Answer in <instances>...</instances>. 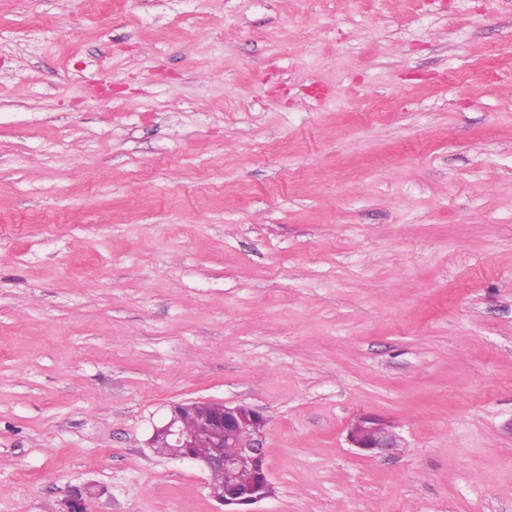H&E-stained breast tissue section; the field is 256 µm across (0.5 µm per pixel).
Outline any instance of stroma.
Instances as JSON below:
<instances>
[{
    "label": "stroma",
    "mask_w": 512,
    "mask_h": 512,
    "mask_svg": "<svg viewBox=\"0 0 512 512\" xmlns=\"http://www.w3.org/2000/svg\"><path fill=\"white\" fill-rule=\"evenodd\" d=\"M196 400L257 512H512V0H0V512H224ZM193 411L184 415V411ZM266 419L256 409L245 405H228L223 402L195 401L189 404H177L172 407L170 418L160 427H155L152 441L157 437L168 442V448L162 441L156 442V449L175 459L200 463L207 471H221L211 474L214 486L207 484L210 497L224 506L225 512H256L248 506L267 498L266 487H270L269 472L266 464L265 448L261 437ZM246 430L244 440L237 442L236 448H227L225 439L232 438L240 430ZM199 446L198 444L202 441ZM198 446V448H197ZM198 458H205L199 460ZM225 452V453H224ZM348 441L368 456L390 454L401 447V437L394 427L380 418L364 415L349 428Z\"/></svg>",
    "instance_id": "obj_1"
}]
</instances>
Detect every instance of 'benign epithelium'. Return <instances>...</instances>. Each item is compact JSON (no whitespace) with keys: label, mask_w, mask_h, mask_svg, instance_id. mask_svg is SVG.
<instances>
[{"label":"benign epithelium","mask_w":512,"mask_h":512,"mask_svg":"<svg viewBox=\"0 0 512 512\" xmlns=\"http://www.w3.org/2000/svg\"><path fill=\"white\" fill-rule=\"evenodd\" d=\"M193 411L199 419V428L192 430L183 424L182 414ZM266 419L256 409L245 405L223 402L195 401L172 407L170 418L154 429L152 438L160 437L172 448L175 459L200 463L206 470L224 473V483L207 484L210 497L224 506V512H252L249 506L267 498L271 486L261 437ZM247 431L244 440L235 444L231 453L224 452L225 439L241 430ZM211 448L205 460L192 453L201 441ZM348 441L368 456L389 454L401 447V437L388 422L371 416L359 417L349 428Z\"/></svg>","instance_id":"obj_1"}]
</instances>
